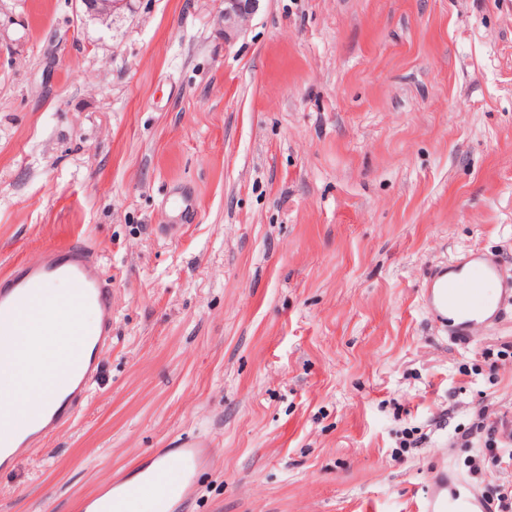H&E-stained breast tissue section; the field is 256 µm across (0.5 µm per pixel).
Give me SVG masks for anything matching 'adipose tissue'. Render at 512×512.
<instances>
[{
  "label": "adipose tissue",
  "mask_w": 512,
  "mask_h": 512,
  "mask_svg": "<svg viewBox=\"0 0 512 512\" xmlns=\"http://www.w3.org/2000/svg\"><path fill=\"white\" fill-rule=\"evenodd\" d=\"M54 291L61 299L52 313L35 309L25 312L18 326L20 346L10 359L0 360V416L23 413L47 403L57 387L50 368L67 360L74 349L69 333L62 331L54 336L39 333L41 324L47 320L63 327L73 310L72 303L65 299L67 287L58 284Z\"/></svg>",
  "instance_id": "obj_1"
}]
</instances>
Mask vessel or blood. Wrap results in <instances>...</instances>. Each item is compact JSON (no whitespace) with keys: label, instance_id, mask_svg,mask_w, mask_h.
<instances>
[{"label":"vessel or blood","instance_id":"b4317fda","mask_svg":"<svg viewBox=\"0 0 512 512\" xmlns=\"http://www.w3.org/2000/svg\"><path fill=\"white\" fill-rule=\"evenodd\" d=\"M60 282L71 290L75 313L68 328L76 339L72 356L59 370L56 397L60 405L47 404L19 418H0L1 448L27 447L28 439L21 436L26 426L37 425L36 435L44 439L71 423L98 369L95 353L112 341V278L104 272L97 250L78 239L63 247L47 248L40 262L15 266L0 278V355L14 348L19 312L33 307L51 310L58 300L51 287ZM426 297L455 313L454 334L465 340L475 318L493 320L512 302V278L503 274L497 261L474 253L465 266L452 264L446 272L435 274ZM206 455L199 438L183 439L177 454L163 458L141 485L129 487L124 479L114 480L119 494L104 512H137L138 499L146 496L157 500L156 512H177L188 491V480ZM424 512H484V505L475 496L452 502L433 498Z\"/></svg>","mask_w":512,"mask_h":512}]
</instances>
